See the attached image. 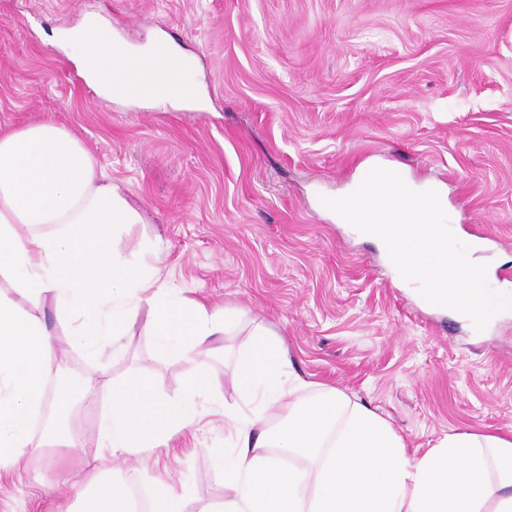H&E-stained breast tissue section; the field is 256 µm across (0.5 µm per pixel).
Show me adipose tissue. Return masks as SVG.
I'll list each match as a JSON object with an SVG mask.
<instances>
[{
	"label": "adipose tissue",
	"instance_id": "adipose-tissue-1",
	"mask_svg": "<svg viewBox=\"0 0 512 512\" xmlns=\"http://www.w3.org/2000/svg\"><path fill=\"white\" fill-rule=\"evenodd\" d=\"M89 83L111 100H127L123 64L142 66L152 101L176 109L188 103L168 92V80L191 71L190 57L171 44L117 54L111 32L90 22L62 35ZM109 80H101L100 70ZM136 214L90 151L65 127L39 122L0 129V278L15 299L0 296V468L37 453L55 460L94 446L117 461L167 447L176 430L194 425L218 401L206 376L191 379L177 398L132 375L120 384L81 379L49 385L55 339L42 317L19 300L53 296L67 344L95 350L133 334L140 305L145 331L160 353L191 355L222 334L236 315L211 309L159 286V268L132 261L120 230ZM234 383L248 410L225 409L235 447L218 458L232 496L224 512H512V440L493 434L446 436L411 458L402 438L378 413L291 370L273 329L259 325L240 354ZM109 406L98 423L75 432L72 411L92 408L100 393ZM311 469L289 466L292 458ZM89 491L84 512H129L126 491L100 474L76 481Z\"/></svg>",
	"mask_w": 512,
	"mask_h": 512
}]
</instances>
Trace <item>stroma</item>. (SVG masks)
Listing matches in <instances>:
<instances>
[{
    "label": "stroma",
    "mask_w": 512,
    "mask_h": 512,
    "mask_svg": "<svg viewBox=\"0 0 512 512\" xmlns=\"http://www.w3.org/2000/svg\"><path fill=\"white\" fill-rule=\"evenodd\" d=\"M96 16L135 46L165 37L194 58L204 104L109 101L52 34ZM50 119L95 155L139 216L130 255L167 287L240 317L210 349L159 355L141 329L121 350L68 349L88 379L151 376L167 396L205 373L241 405L234 359L256 325L283 339L293 370L380 414L418 456L456 433L512 437V310L481 333L422 302L378 245L325 209L363 165L400 166L445 191L489 285L512 289V0H0V128ZM224 407L177 431L167 452L128 455L122 488L187 482L199 504L231 492L214 461L233 445ZM64 464L0 469V512H69Z\"/></svg>",
    "instance_id": "1"
}]
</instances>
